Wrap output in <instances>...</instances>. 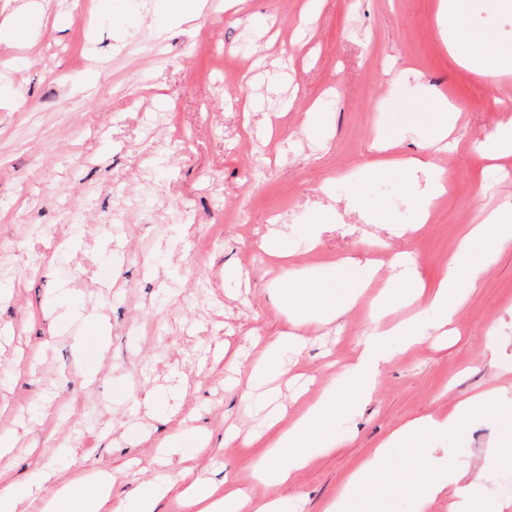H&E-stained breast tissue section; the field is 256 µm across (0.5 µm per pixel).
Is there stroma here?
Here are the masks:
<instances>
[{
	"label": "stroma",
	"mask_w": 512,
	"mask_h": 512,
	"mask_svg": "<svg viewBox=\"0 0 512 512\" xmlns=\"http://www.w3.org/2000/svg\"><path fill=\"white\" fill-rule=\"evenodd\" d=\"M37 2L27 39L0 43V433L14 442L0 477L42 484L52 470L28 512H64L58 486L108 471L112 507L130 508L138 482L177 479L175 442L198 433L208 447L195 473L249 483L267 442L228 445L224 429L261 430L269 408L264 385L247 388L228 363L251 365L287 324L268 248L301 271L379 266L321 336L281 353L279 369L303 375L314 395L353 363L394 253L409 252L436 284L469 228L512 203V157L498 168L487 159L497 126L512 120V76L456 63L435 22L439 0H326L319 10L209 0L159 40L148 28L154 0ZM463 21L512 42V13L487 0H468ZM445 99L464 119L457 148L439 153L430 144ZM378 134L394 155L447 169L451 187L428 223L404 172L365 171ZM354 194L416 232L363 223L346 207ZM328 204L339 219L310 247L312 214ZM231 266L242 276L229 282ZM468 275L476 284L449 335L397 349L375 395L331 420L335 451L255 496L323 512L396 427L503 386L500 409L417 445L483 467L486 491L512 500V466L488 453L512 441V373L489 365L495 350L512 364V248L476 247ZM102 333L108 351L89 385L83 363Z\"/></svg>",
	"instance_id": "1"
}]
</instances>
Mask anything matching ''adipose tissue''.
Returning <instances> with one entry per match:
<instances>
[{
	"instance_id": "obj_1",
	"label": "adipose tissue",
	"mask_w": 512,
	"mask_h": 512,
	"mask_svg": "<svg viewBox=\"0 0 512 512\" xmlns=\"http://www.w3.org/2000/svg\"><path fill=\"white\" fill-rule=\"evenodd\" d=\"M468 0H440L437 25L448 47L466 44L468 56L462 57L464 67L491 76L512 75V45L499 43L491 31H463L457 18L464 12ZM203 0H155L149 26L164 33L175 25L187 24L201 15ZM423 177L425 186L418 199L422 217H429L435 199L445 193L447 171L429 161H415L407 171L408 181ZM488 241L499 248L512 246V208L492 211L481 224L474 226L459 243L448 260L443 278L433 286L424 285L412 258L401 253L395 256L391 273L380 292L372 313V326L358 345L349 372L333 385L323 389L295 424L268 444L253 466L255 480L277 485L291 482L314 456L330 452L331 443L325 438L330 415L338 407L362 402L375 392L381 372L394 355L393 343L402 340L405 346H419L429 337V325L420 317H411L397 324L385 323L389 309L400 301H408L433 310L440 325L452 323L467 296L473 280L462 272L470 262L476 242ZM285 284L279 290L288 315L289 328L276 336L269 345L268 357L250 369L251 376L262 375L276 366L278 353L297 341L299 334L316 332L333 322L352 306L355 295L341 296L337 288L339 274L319 271L301 272L293 268L283 272ZM502 391L492 387L459 400L444 418L426 417L403 423L382 442L349 476L323 512H349L352 493L360 487L376 483L391 461H398L400 470L412 473L410 485L414 512H429L440 495H448V512H504L497 498L478 495L479 487L488 483L490 475L480 470L468 484H460L454 467L434 458L428 449L413 448L402 455L405 447H413L422 432L443 429L462 430L464 418L472 412L498 406ZM59 498L67 500L75 512H103L112 497V475L96 472L87 476L79 487L68 485L58 489ZM185 504L190 512H288V500L274 497L254 500L233 483L217 487L209 479L198 476L186 490Z\"/></svg>"
}]
</instances>
